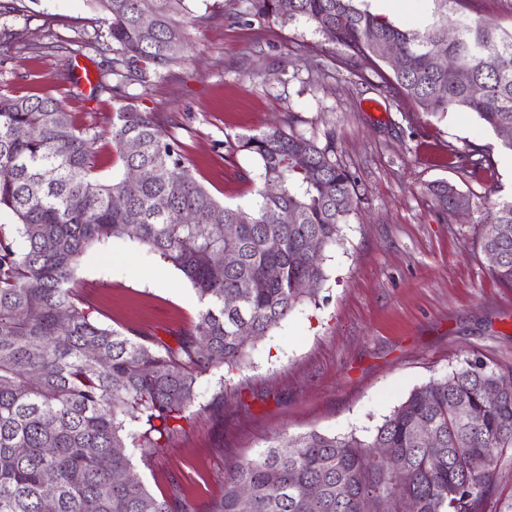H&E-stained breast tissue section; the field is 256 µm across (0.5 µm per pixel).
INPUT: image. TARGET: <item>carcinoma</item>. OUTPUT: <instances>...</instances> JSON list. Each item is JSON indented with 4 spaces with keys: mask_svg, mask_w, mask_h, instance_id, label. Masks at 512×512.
Segmentation results:
<instances>
[{
    "mask_svg": "<svg viewBox=\"0 0 512 512\" xmlns=\"http://www.w3.org/2000/svg\"><path fill=\"white\" fill-rule=\"evenodd\" d=\"M92 2L118 45L112 74L121 82L113 97H122V80L145 83L181 62L169 46L185 43L184 0H150L147 17L140 0ZM293 2L288 19L346 48L353 70L360 57L390 67L404 99L427 114L461 109L497 134L512 126V28L472 17L473 0H433V22L422 31L371 12L365 0ZM250 4L258 18L280 14L278 0ZM450 23L458 27L453 40ZM385 44L397 49L399 65L383 54ZM437 54L466 69L481 93L437 66ZM294 123L290 115L286 130L237 138V148L258 160L263 184L245 210L199 183L153 112L116 110L112 144L125 171L138 176L110 184L93 176L97 133L76 128L51 98L0 95V208L17 217L21 238H0V512H44L48 497L53 512H196L178 497L153 495L126 445L160 447L170 421L197 398L198 379L245 361L243 327L255 341L268 335L327 281L325 252L341 240L356 185L334 144L319 146ZM22 128L29 136L16 135ZM451 156L473 174L492 165L481 149ZM46 171L52 180L43 179ZM427 191L444 213L473 208L471 195L446 180ZM117 193L126 200L122 209L112 208ZM159 199L167 203L162 212ZM226 224L238 225L236 236L224 235ZM124 236L180 271L198 295L197 322L174 347L102 325L73 287L85 253ZM271 237L280 242L276 250ZM480 239L500 256L493 276L512 288V198L484 209ZM311 240L318 251L307 249ZM219 264L224 272L216 277ZM274 267L279 275L271 280ZM301 281L308 287H297ZM229 295L239 299L234 309L225 306ZM498 376L482 360H468L413 389L368 436L278 437L229 469L223 496L204 512H372V499L388 490L413 500L416 512H484L497 464L512 452V389L492 393ZM461 407L479 420H465ZM130 420L145 429L129 431ZM116 473L130 479L117 483ZM309 486L319 490L313 501Z\"/></svg>",
    "mask_w": 512,
    "mask_h": 512,
    "instance_id": "obj_1",
    "label": "carcinoma"
}]
</instances>
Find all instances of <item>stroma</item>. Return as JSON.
Segmentation results:
<instances>
[{
  "mask_svg": "<svg viewBox=\"0 0 512 512\" xmlns=\"http://www.w3.org/2000/svg\"><path fill=\"white\" fill-rule=\"evenodd\" d=\"M185 8L180 65L122 85L108 24L89 0H0V93L57 99L77 128H92L95 175L106 182L123 174L110 134L116 84L124 103L161 118L221 202L247 208L257 198L258 163L238 136L291 114L297 132L334 141L356 181L318 300L251 345L244 365L203 375L157 452L129 451L151 493L203 506L223 494L230 466L273 438L366 436L414 388L466 360L512 370V288L491 274L480 213L443 214L427 192L443 179L478 197L494 185L511 196L512 155L471 113L437 119L377 90L373 62L349 73L346 49L305 21L255 17L250 0ZM474 148L490 149V169L472 175L450 163L449 150ZM75 287L102 324L171 345L200 310L179 271L126 237L90 250Z\"/></svg>",
  "mask_w": 512,
  "mask_h": 512,
  "instance_id": "1",
  "label": "stroma"
}]
</instances>
